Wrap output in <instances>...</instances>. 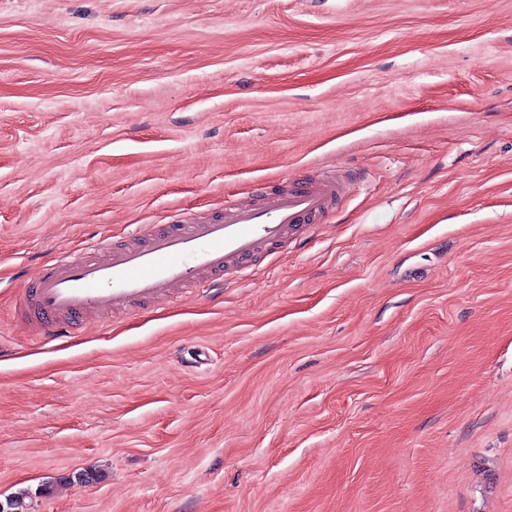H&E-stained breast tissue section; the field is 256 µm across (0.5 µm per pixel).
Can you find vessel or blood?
<instances>
[{
    "label": "vessel or blood",
    "mask_w": 512,
    "mask_h": 512,
    "mask_svg": "<svg viewBox=\"0 0 512 512\" xmlns=\"http://www.w3.org/2000/svg\"><path fill=\"white\" fill-rule=\"evenodd\" d=\"M348 190L333 178L296 179L258 201H225L215 216L183 220L135 239L104 242L37 268L22 303L41 335L67 333L77 321L162 305L221 279H234L259 256L326 219Z\"/></svg>",
    "instance_id": "b4317fda"
}]
</instances>
